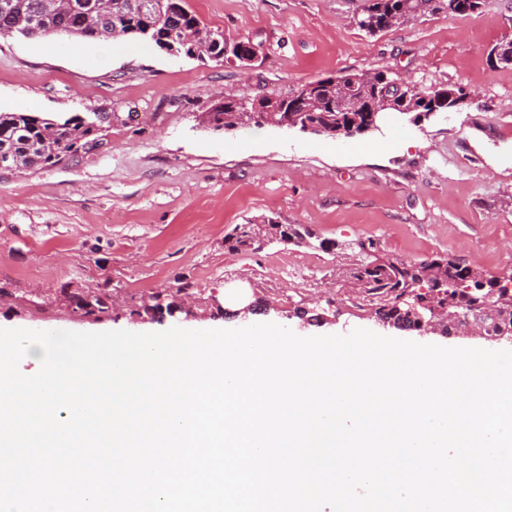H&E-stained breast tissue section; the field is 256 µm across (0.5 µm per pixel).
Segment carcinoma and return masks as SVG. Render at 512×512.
<instances>
[{"instance_id": "carcinoma-1", "label": "carcinoma", "mask_w": 512, "mask_h": 512, "mask_svg": "<svg viewBox=\"0 0 512 512\" xmlns=\"http://www.w3.org/2000/svg\"><path fill=\"white\" fill-rule=\"evenodd\" d=\"M42 0H0V35L20 34L26 38L68 35L83 38H134L157 43L163 39L189 58L195 57L199 44L209 46L208 58L224 59L226 45L235 41L207 27L189 9L187 0H113L112 14L101 16L87 7L91 0H75L78 7L64 13H47ZM482 0H362L357 26L369 35L390 28L392 15L403 14L402 22L419 19L427 13L443 12L456 16L462 11L470 16L481 8ZM390 77L387 71L351 72L341 75L348 81L363 82L365 92H372L373 81ZM322 78L305 84L318 85L322 106L314 112H281L287 128L305 129L306 124L321 128V135L331 138L361 134L376 127L370 112H341L336 109L339 87L325 85ZM455 85L422 88L429 101L448 108V96ZM272 97L224 101V110L208 113V123L216 131L266 124L263 109ZM399 108L410 109L414 119L430 116L429 106L403 95L395 98ZM97 127L78 116L62 121L44 119L30 112H0V170L23 166H54L67 156L96 148ZM310 240L313 232L297 224H282L274 218L259 223L236 225L224 236V248L230 252H256L272 243L292 239ZM364 260L349 271V278L369 296L376 313L400 319L396 300L408 294L421 302H450L451 310L474 316L484 301L500 302L499 325L512 329V270L494 279H485L476 268L462 266L447 257H432L416 262L374 255V243H357ZM74 311L92 315L99 322L112 317L110 297L88 290L71 296Z\"/></svg>"}]
</instances>
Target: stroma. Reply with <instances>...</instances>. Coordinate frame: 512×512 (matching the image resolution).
Here are the masks:
<instances>
[{"label": "stroma", "instance_id": "35a3bbf8", "mask_svg": "<svg viewBox=\"0 0 512 512\" xmlns=\"http://www.w3.org/2000/svg\"><path fill=\"white\" fill-rule=\"evenodd\" d=\"M208 27L259 47L248 68L114 40L108 62L70 38L0 36V112L105 114L97 150L31 170H0V326L102 332L222 327L224 294L272 305L253 323L303 304L325 322L302 337L383 328L343 274L358 242L403 260L447 256L486 278L512 269V66L488 61L512 38V0L445 13L370 36L361 0H187ZM384 70L423 87L455 82L474 102L416 123L384 111L377 130L330 138L272 125L216 131L214 103L297 94L343 72ZM272 216L314 234L309 245L225 250L235 225ZM188 285L205 317L136 316L142 295ZM118 297L111 320L73 312L70 297Z\"/></svg>", "mask_w": 512, "mask_h": 512}]
</instances>
